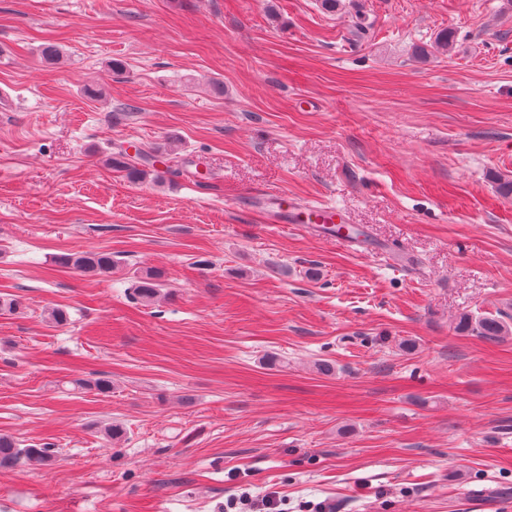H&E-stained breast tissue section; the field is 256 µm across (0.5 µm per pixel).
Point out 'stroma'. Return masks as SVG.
I'll list each match as a JSON object with an SVG mask.
<instances>
[{
  "label": "stroma",
  "instance_id": "35a3bbf8",
  "mask_svg": "<svg viewBox=\"0 0 512 512\" xmlns=\"http://www.w3.org/2000/svg\"><path fill=\"white\" fill-rule=\"evenodd\" d=\"M171 144L155 181L107 163ZM506 177L512 0H0V434L59 453L0 467V512L512 507V335L456 328L512 317ZM260 198H255L254 207L260 209L268 222H279L280 224H310L315 227L324 228L336 227V243L339 245L351 247L354 239L345 235L342 231V224L345 223L343 212L336 209L335 206L306 205L300 208L293 207L288 210L281 208L284 197H278L274 194H262ZM314 220H311V217ZM61 265L78 269L85 273L112 272V255L105 251H85L67 253L58 258ZM160 274L153 269L140 271L134 283V296L141 303L149 305L160 293ZM457 328L460 331H465L470 328H475L478 330L480 336H484L490 340H497L504 336H509L512 334V328L509 323L505 320L496 317V316H483L475 319L473 323V319L467 315L460 317ZM277 507V501L274 496H268L265 500H262L261 504H255L250 498L243 495L238 499L228 500L227 503L224 504V510L227 512H253L255 510H233V509H251L256 508L259 510L256 511H264L270 512L267 510H272Z\"/></svg>",
  "mask_w": 512,
  "mask_h": 512
}]
</instances>
